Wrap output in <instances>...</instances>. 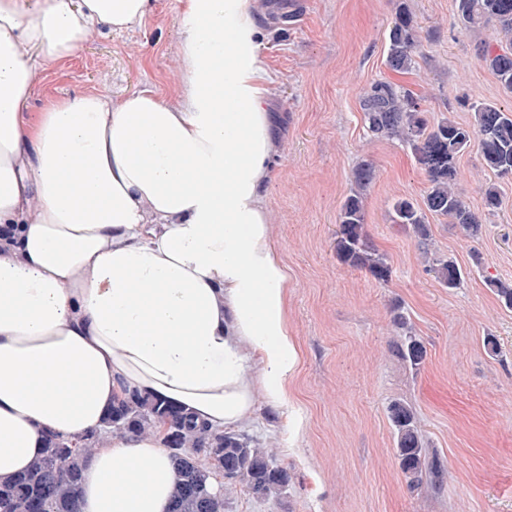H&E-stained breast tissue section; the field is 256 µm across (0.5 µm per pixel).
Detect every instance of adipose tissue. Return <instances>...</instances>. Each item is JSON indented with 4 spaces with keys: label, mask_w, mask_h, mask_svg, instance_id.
<instances>
[{
    "label": "adipose tissue",
    "mask_w": 512,
    "mask_h": 512,
    "mask_svg": "<svg viewBox=\"0 0 512 512\" xmlns=\"http://www.w3.org/2000/svg\"><path fill=\"white\" fill-rule=\"evenodd\" d=\"M152 2L0 0V227L15 230L0 247V479L46 433L102 431L128 390L212 430L261 402L288 409L297 349L262 193L276 149L255 0H180L178 104L76 94L20 120L31 54L70 56ZM177 478L158 435L113 437L88 458L82 512H169Z\"/></svg>",
    "instance_id": "ef3b65f1"
}]
</instances>
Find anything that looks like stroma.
Returning <instances> with one entry per match:
<instances>
[{
    "instance_id": "35a3bbf8",
    "label": "stroma",
    "mask_w": 512,
    "mask_h": 512,
    "mask_svg": "<svg viewBox=\"0 0 512 512\" xmlns=\"http://www.w3.org/2000/svg\"><path fill=\"white\" fill-rule=\"evenodd\" d=\"M419 27L415 66L389 69L387 33L398 5ZM269 110L280 149L264 190L272 235L288 270L290 331L299 354L290 379L292 422L259 405L238 431L273 448L291 475L275 499L233 489L226 512H512V309L489 279L512 281V179L495 181L478 147L459 159L458 188L479 215L478 236L428 216L430 237L394 222L393 203L422 201L425 171L398 140L367 134L360 101L372 82L410 90L429 121H470L473 104L512 109V93L478 60L476 34L461 27L454 0H258ZM178 0H154L142 23L91 29L77 51L36 60L23 120L77 93L113 103L142 91L181 96ZM365 162L368 239L390 268L388 283L341 263L338 217ZM497 182L501 203L483 204ZM462 270L460 287L430 272L435 260ZM409 317L426 346L419 369L394 358L392 310ZM409 404L448 466L442 488H409L387 418Z\"/></svg>"
}]
</instances>
